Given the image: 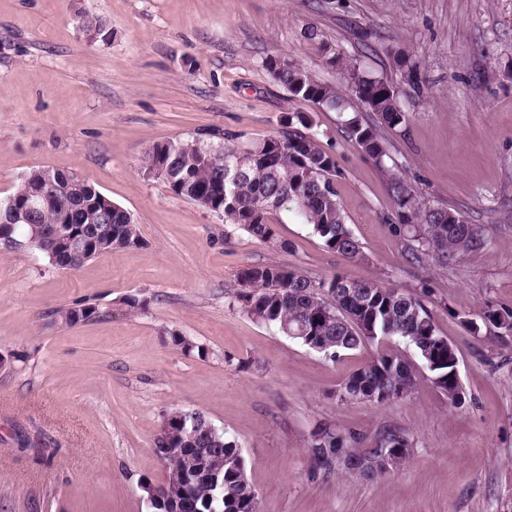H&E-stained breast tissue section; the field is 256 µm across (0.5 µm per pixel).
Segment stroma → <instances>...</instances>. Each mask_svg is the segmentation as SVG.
Returning <instances> with one entry per match:
<instances>
[{
    "label": "stroma",
    "mask_w": 512,
    "mask_h": 512,
    "mask_svg": "<svg viewBox=\"0 0 512 512\" xmlns=\"http://www.w3.org/2000/svg\"><path fill=\"white\" fill-rule=\"evenodd\" d=\"M82 12L111 42L86 41ZM272 58L338 85L352 62L396 87L406 121L383 161L342 136L338 111L291 97ZM289 113L335 155L362 259L287 211L273 216L286 246L272 248L144 172L155 143L218 131L256 143ZM44 165L126 209L144 243L73 271L23 239L0 247V512H152L141 484L164 479L154 441L183 409L237 444L260 512H512V335L462 325L512 308V0H0V198ZM392 173L481 225L487 247L445 269L407 265ZM268 263L416 293L458 351L464 405L422 377L383 407L341 399L372 348L332 360L249 317L237 275ZM79 304L98 317L62 323ZM322 423L369 436L392 424L415 448L376 480L316 478L307 445Z\"/></svg>",
    "instance_id": "1"
}]
</instances>
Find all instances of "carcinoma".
<instances>
[{
    "instance_id": "1",
    "label": "carcinoma",
    "mask_w": 512,
    "mask_h": 512,
    "mask_svg": "<svg viewBox=\"0 0 512 512\" xmlns=\"http://www.w3.org/2000/svg\"><path fill=\"white\" fill-rule=\"evenodd\" d=\"M82 32L94 43L112 40V29L96 15L80 17ZM288 93L314 104L339 111L340 131L361 151L378 162L387 156L382 132L405 122V113L395 92L382 89L383 81L364 77L356 68L348 69L345 91L314 81L307 72L284 63L273 73ZM354 97L369 119L347 112V98ZM236 136L224 133L213 142L202 138L172 139L154 144L146 153L145 173L165 172L163 181L174 194L196 205L224 214L226 222L237 224L252 238L285 247L278 239L270 215L286 204L303 223L311 226L324 246L345 258L358 259L361 248L346 224L337 199L336 178L341 171L335 157L324 149L318 135L309 131L301 114L286 115L276 134L253 144L234 143ZM64 188L49 199L43 198L44 172L37 168L20 179L10 198L27 207L23 218L0 215L3 235L10 245L18 233L48 259L67 230V220L80 214L78 237L70 244L80 251V262L114 248L143 244L137 225L119 205L108 213L97 206L99 191L72 174L60 173ZM394 208L395 235L403 241L408 261L420 264L432 260L441 268L456 262L465 252L487 245L482 230L467 223L456 210L432 205L419 198L403 176L388 180ZM241 290L236 300L254 320L290 335L303 346L334 360L366 345L376 348L375 356L350 372L339 389L345 400L381 407L395 401L400 385H416L417 375L396 344L404 342L417 353L432 378V384L448 396V406L461 405L464 394L459 379L456 349L439 348L427 341L438 335L436 322L424 300L415 294L377 283H364L335 274L314 282L296 268L280 264L254 265L238 274ZM68 325L96 317L94 306H78L60 311ZM512 322V309L489 308L481 323L463 320L465 328L477 335L481 327L501 329ZM171 342L201 358L206 351L176 332ZM175 437L196 434L191 449L173 457L161 456L167 477L153 512H175L176 502L188 496L198 512H259L257 494L250 483L244 458L234 441L221 430H210L212 422L197 410L168 414ZM379 454L367 446L366 436L354 430H338L322 424L311 434L308 456L317 474L330 475L336 465L361 467ZM209 470L219 484L196 478Z\"/></svg>"
}]
</instances>
